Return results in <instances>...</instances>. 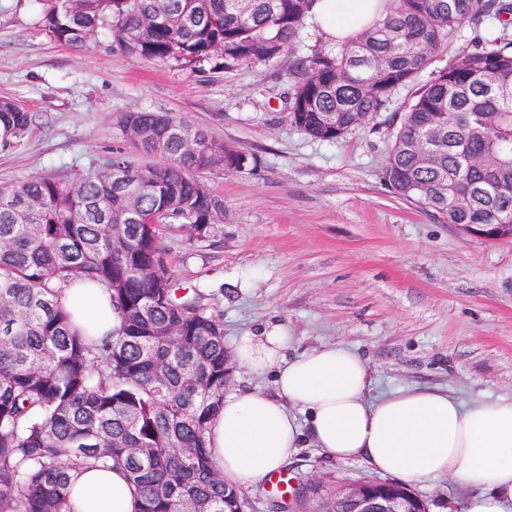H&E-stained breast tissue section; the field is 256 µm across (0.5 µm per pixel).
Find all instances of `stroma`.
Instances as JSON below:
<instances>
[{
	"label": "stroma",
	"instance_id": "1",
	"mask_svg": "<svg viewBox=\"0 0 512 512\" xmlns=\"http://www.w3.org/2000/svg\"><path fill=\"white\" fill-rule=\"evenodd\" d=\"M41 11L38 0H0V98L41 116L20 145L0 151V183L98 169L116 148L147 164L122 139L118 117L181 116L249 160L240 172L205 173L224 198V221L208 237L161 240L177 277L214 294L226 342L279 324L292 353L329 343L360 353L375 397L425 386L470 403L512 398V240L465 233L383 180L412 88L342 140L316 141L288 119L289 54L227 73L190 71L126 54L105 32L87 47L61 44ZM475 36L512 39V25L468 21L439 61ZM285 470L335 483L372 474L311 445ZM416 494L428 512H463L468 496L446 477Z\"/></svg>",
	"mask_w": 512,
	"mask_h": 512
}]
</instances>
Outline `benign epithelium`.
I'll return each mask as SVG.
<instances>
[{
  "instance_id": "1",
  "label": "benign epithelium",
  "mask_w": 512,
  "mask_h": 512,
  "mask_svg": "<svg viewBox=\"0 0 512 512\" xmlns=\"http://www.w3.org/2000/svg\"><path fill=\"white\" fill-rule=\"evenodd\" d=\"M311 485L323 489L335 503L348 500L354 512H420L415 496L392 482L363 479L332 487L317 478Z\"/></svg>"
}]
</instances>
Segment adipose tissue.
<instances>
[{"instance_id":"1","label":"adipose tissue","mask_w":512,"mask_h":512,"mask_svg":"<svg viewBox=\"0 0 512 512\" xmlns=\"http://www.w3.org/2000/svg\"><path fill=\"white\" fill-rule=\"evenodd\" d=\"M316 25L345 41L383 15V0H317ZM76 325L102 337L119 316L103 286L74 285L60 299ZM293 339L275 325L231 347L235 366L272 374L274 392L244 390L224 399L206 437L225 482L259 486L312 443L329 458L359 459L402 486L422 488L448 477L468 490L464 512L512 506V399L466 403L452 393L407 387L369 400L366 360L342 344L286 357ZM76 512H138L141 502L122 471L90 468L71 478Z\"/></svg>"}]
</instances>
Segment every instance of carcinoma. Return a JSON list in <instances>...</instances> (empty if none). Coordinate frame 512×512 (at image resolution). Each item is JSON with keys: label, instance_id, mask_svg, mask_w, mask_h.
I'll list each match as a JSON object with an SVG mask.
<instances>
[{"label": "carcinoma", "instance_id": "obj_1", "mask_svg": "<svg viewBox=\"0 0 512 512\" xmlns=\"http://www.w3.org/2000/svg\"><path fill=\"white\" fill-rule=\"evenodd\" d=\"M317 0H39L65 45L102 29L148 62L230 72L292 52L291 124L335 142L380 112L436 62L469 19L503 20L509 0H389L385 16L334 49L294 52ZM39 115L0 99V151ZM121 135L160 161L122 150L100 170L0 184V512H74L72 474L127 472L140 512H244L209 458L205 433L224 404L223 313L167 263L161 232L203 238L224 199L203 173L248 158L168 112L128 111ZM444 132L422 163L414 146ZM482 156L487 164H470ZM394 194L450 224L512 225V41L476 39L431 72L389 148ZM79 280L110 292L120 325L98 342L78 335L59 302Z\"/></svg>", "mask_w": 512, "mask_h": 512}]
</instances>
